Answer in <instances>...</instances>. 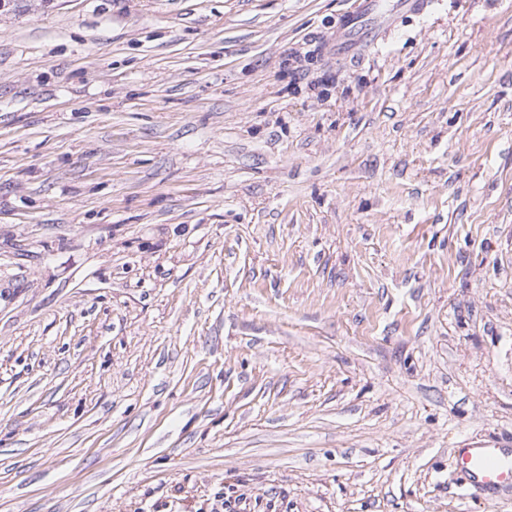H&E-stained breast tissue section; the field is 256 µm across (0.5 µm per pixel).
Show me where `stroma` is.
Returning <instances> with one entry per match:
<instances>
[{
  "mask_svg": "<svg viewBox=\"0 0 512 512\" xmlns=\"http://www.w3.org/2000/svg\"><path fill=\"white\" fill-rule=\"evenodd\" d=\"M0 8V512H512V0ZM423 0H361L356 10L341 19L336 44L346 52H358L366 42L374 41L376 26L389 25L396 14L417 12ZM450 455L466 481L465 496L490 500L512 493V448L484 442L451 448Z\"/></svg>",
  "mask_w": 512,
  "mask_h": 512,
  "instance_id": "stroma-1",
  "label": "stroma"
}]
</instances>
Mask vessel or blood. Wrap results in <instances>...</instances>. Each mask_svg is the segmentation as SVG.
<instances>
[{"mask_svg":"<svg viewBox=\"0 0 512 512\" xmlns=\"http://www.w3.org/2000/svg\"><path fill=\"white\" fill-rule=\"evenodd\" d=\"M422 0H361L356 10L341 19L336 44L343 51L356 52L373 41L379 26L390 24L396 14L416 12ZM456 470L466 481L467 496L490 500L512 493V448L487 442L451 449Z\"/></svg>","mask_w":512,"mask_h":512,"instance_id":"b4317fda","label":"vessel or blood"}]
</instances>
